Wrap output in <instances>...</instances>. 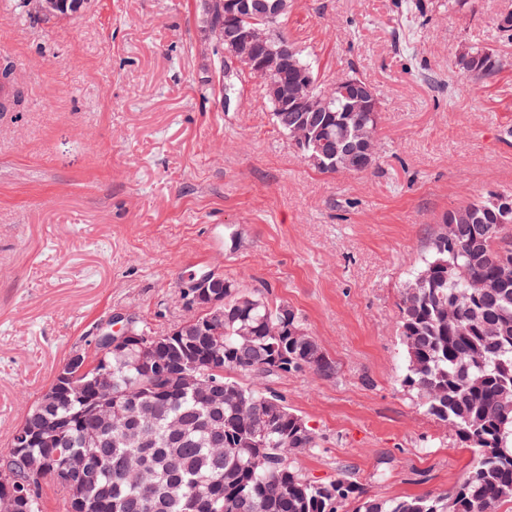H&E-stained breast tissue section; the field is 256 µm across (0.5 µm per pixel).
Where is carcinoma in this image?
<instances>
[{"label":"carcinoma","mask_w":512,"mask_h":512,"mask_svg":"<svg viewBox=\"0 0 512 512\" xmlns=\"http://www.w3.org/2000/svg\"><path fill=\"white\" fill-rule=\"evenodd\" d=\"M284 13L274 18L249 9L234 17L243 29L266 27L273 39L287 41ZM284 55L277 82L290 84L303 67L315 79L313 92L327 87L318 64L295 45ZM497 54L469 49L459 70L476 79L495 76ZM266 101L272 120L286 136L309 127L300 155L320 157L314 169L332 174L346 169L357 154L361 133L377 131L371 113L336 94L327 112H291ZM499 194L454 209L432 238L421 265L401 288L399 336L406 352L403 386L416 392L425 412L454 432L473 451V465L451 491L424 497H367L347 476L324 484L298 468L302 455L318 447L317 435L278 395L267 377L312 371L336 375L333 361L311 336L301 314L284 302L230 277L222 299L185 317L183 340L161 347L168 371L183 367L186 348L211 345L223 360L205 367L224 384V403L212 407L188 392L162 387L131 354L112 357V401L117 415L100 426L88 406L66 397L42 410L43 425L63 443L62 453L35 445L24 454L0 453V483L18 480L33 488L35 512H43L41 478L29 474V455L58 468L68 455L86 457L91 481L86 503L94 512H186L185 498L197 512H496L512 497V213L496 204ZM97 354L69 362L68 375L86 383ZM253 377L243 384L230 373ZM152 440L140 444L142 432ZM140 459L149 486L123 478L126 458ZM55 512H83L67 486L49 478ZM177 483L185 497L169 495Z\"/></svg>","instance_id":"obj_1"}]
</instances>
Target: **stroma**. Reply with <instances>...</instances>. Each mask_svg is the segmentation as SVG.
<instances>
[{
    "label": "stroma",
    "mask_w": 512,
    "mask_h": 512,
    "mask_svg": "<svg viewBox=\"0 0 512 512\" xmlns=\"http://www.w3.org/2000/svg\"><path fill=\"white\" fill-rule=\"evenodd\" d=\"M291 0L288 40L322 79L356 72L381 98L377 164L307 166L246 82L224 110L198 0H88L46 19L0 0V452L98 326L152 331L217 270L302 314L335 378L291 372L269 391L319 438L298 466L376 498L437 495L471 449L401 383V286L448 210L512 195V68L474 85L459 45L512 58V0Z\"/></svg>",
    "instance_id": "stroma-1"
}]
</instances>
